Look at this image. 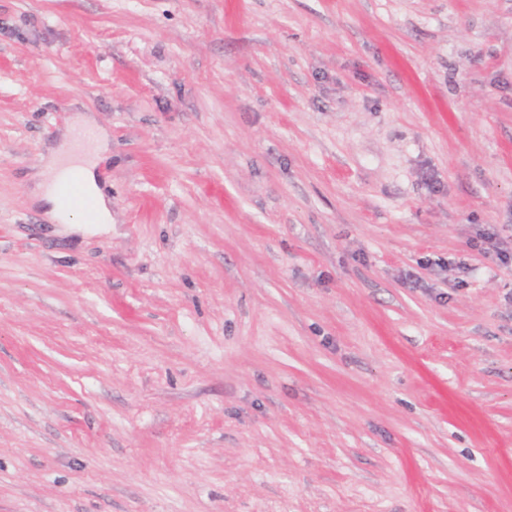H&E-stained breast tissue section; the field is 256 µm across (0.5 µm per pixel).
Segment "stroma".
Segmentation results:
<instances>
[{"mask_svg":"<svg viewBox=\"0 0 512 512\" xmlns=\"http://www.w3.org/2000/svg\"><path fill=\"white\" fill-rule=\"evenodd\" d=\"M486 232L512 0H0V512H512ZM95 143L92 131L84 129L74 139L70 150L61 152L57 158L50 160L43 183L42 199L50 206L52 218L64 223L69 229L82 233L103 230L112 224L111 211L98 187L96 162L90 156V146ZM73 173L78 174L85 192L94 201L95 216L93 220L80 222L72 219V222H69V212L59 191V186Z\"/></svg>","mask_w":512,"mask_h":512,"instance_id":"stroma-1","label":"stroma"}]
</instances>
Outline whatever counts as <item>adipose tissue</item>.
<instances>
[{
    "instance_id": "1",
    "label": "adipose tissue",
    "mask_w": 512,
    "mask_h": 512,
    "mask_svg": "<svg viewBox=\"0 0 512 512\" xmlns=\"http://www.w3.org/2000/svg\"><path fill=\"white\" fill-rule=\"evenodd\" d=\"M94 143L95 136L91 130L87 129L79 133L70 150L50 160L43 183L42 198L49 205L52 217L66 223L69 229L82 233L105 229L112 222L111 211L98 187L96 163L90 155V148ZM73 174L78 175L85 192L94 201L93 219L80 222L69 218L59 186Z\"/></svg>"
}]
</instances>
